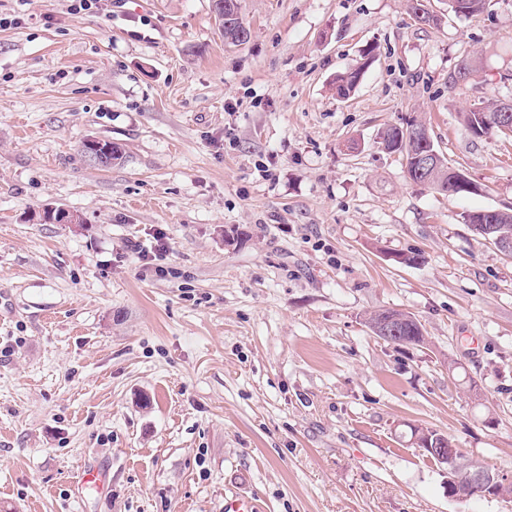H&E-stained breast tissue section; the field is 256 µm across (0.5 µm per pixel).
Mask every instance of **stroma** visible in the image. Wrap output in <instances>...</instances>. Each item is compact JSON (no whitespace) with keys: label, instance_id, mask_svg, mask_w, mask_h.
I'll return each instance as SVG.
<instances>
[{"label":"stroma","instance_id":"35a3bbf8","mask_svg":"<svg viewBox=\"0 0 512 512\" xmlns=\"http://www.w3.org/2000/svg\"><path fill=\"white\" fill-rule=\"evenodd\" d=\"M429 5L440 27L407 0H240L234 46L211 0H0V512H512L450 498L410 440L512 474V258L464 220L512 211V136L461 121L512 99V0ZM412 116L472 193L383 149ZM379 309L424 344L372 335ZM498 101L489 102L482 107H476L470 109L469 112H465L463 115V122L466 129L472 133L473 136L477 138H481L477 134L478 130L482 131L484 136L488 135L483 129V118L487 116L488 113L495 112ZM392 311V312H391ZM400 316L399 325L401 336H406L404 342L397 345H420L425 341L422 324L416 319H412L409 314L390 309H380L369 314L368 322H380L394 315Z\"/></svg>","mask_w":512,"mask_h":512}]
</instances>
